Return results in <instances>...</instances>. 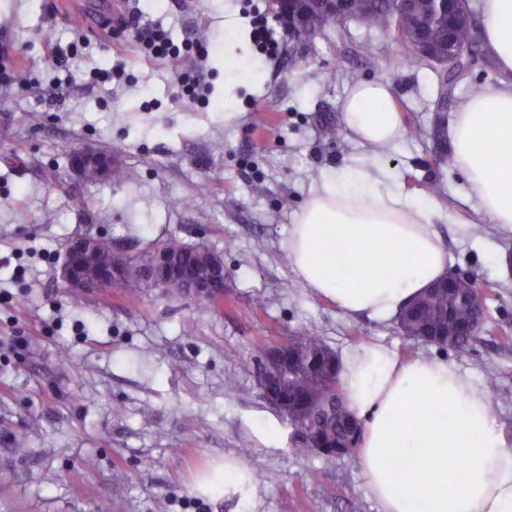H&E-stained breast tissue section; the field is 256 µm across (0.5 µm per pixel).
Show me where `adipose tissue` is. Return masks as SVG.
<instances>
[{"mask_svg":"<svg viewBox=\"0 0 512 512\" xmlns=\"http://www.w3.org/2000/svg\"><path fill=\"white\" fill-rule=\"evenodd\" d=\"M483 44L512 72V0H482ZM389 82L349 87L342 123L359 145L404 138ZM454 168L492 223L512 228V84L462 102L449 125ZM383 167L358 158L325 175L288 233L296 280L346 315L390 319L449 267L434 228L436 200L390 188ZM340 385L362 433L357 460L381 512H512V447L486 392L439 357L402 358L376 343L347 350ZM194 490L250 500L246 468L228 458L197 476Z\"/></svg>","mask_w":512,"mask_h":512,"instance_id":"1","label":"adipose tissue"}]
</instances>
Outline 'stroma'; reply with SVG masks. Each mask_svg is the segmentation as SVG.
I'll return each instance as SVG.
<instances>
[{
    "instance_id": "35a3bbf8",
    "label": "stroma",
    "mask_w": 512,
    "mask_h": 512,
    "mask_svg": "<svg viewBox=\"0 0 512 512\" xmlns=\"http://www.w3.org/2000/svg\"><path fill=\"white\" fill-rule=\"evenodd\" d=\"M134 9L172 30L180 58L142 48L124 22ZM256 11L270 15L269 0H0V512H380L356 457L298 455L294 427L257 385L254 340L310 330L339 355L374 342L408 359L443 355L488 391L512 445V232L440 161L448 148L432 127L451 115L429 110L432 69L359 21L306 43L279 35L269 59ZM368 37L378 59L361 55ZM188 55L207 87L199 100L176 80ZM118 63L122 76L94 78ZM372 80L391 84L406 128L397 147H363L342 129L347 88ZM85 148L111 152L120 178L73 179L70 158ZM362 156L420 193L440 186L450 268L478 282L489 317L466 348L346 316L297 282L285 248L297 212L322 173ZM86 235L129 256L170 236L208 247L224 258V298L115 288L75 305L63 246ZM30 423L38 434L26 435ZM245 441L250 502L194 493L197 474Z\"/></svg>"
}]
</instances>
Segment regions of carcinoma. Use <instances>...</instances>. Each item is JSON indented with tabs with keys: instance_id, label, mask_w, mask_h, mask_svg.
Here are the masks:
<instances>
[{
	"instance_id": "carcinoma-1",
	"label": "carcinoma",
	"mask_w": 512,
	"mask_h": 512,
	"mask_svg": "<svg viewBox=\"0 0 512 512\" xmlns=\"http://www.w3.org/2000/svg\"><path fill=\"white\" fill-rule=\"evenodd\" d=\"M374 9L372 26L380 32L398 37L403 33V43L411 64H429L415 48L419 41L418 31L406 28L397 10L387 0H347L346 13L353 19L361 15L367 5ZM427 43L436 54L448 45V18L435 19L427 27ZM473 66L469 57L460 59L457 67L448 71V77L437 75L440 92L431 102L433 107L448 100L453 101L454 91L469 77ZM158 252L134 256L125 267L119 287L134 293L144 287V266L161 256L176 267H194L204 277L220 278V269L203 259L198 250L175 237L159 241ZM477 284L471 278L458 280V288L430 292L418 301L420 313L415 318H400L399 331L406 337L429 334L428 343L441 348L461 349L474 337L466 334L473 329V299ZM288 342L294 355L279 363L264 361L267 346L264 338L254 341L257 363L266 369L264 375L273 378L278 385L269 388L265 400L277 405L280 413L288 414L295 427L298 454L321 456L326 459L345 457L356 451L362 428L349 408L339 385V359L325 339L314 333L291 336Z\"/></svg>"
}]
</instances>
